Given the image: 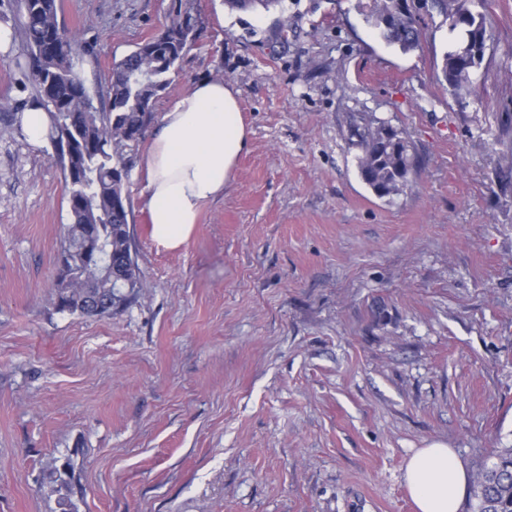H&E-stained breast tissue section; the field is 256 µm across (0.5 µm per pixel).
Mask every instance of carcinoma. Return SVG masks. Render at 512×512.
Masks as SVG:
<instances>
[{
	"instance_id": "1",
	"label": "carcinoma",
	"mask_w": 512,
	"mask_h": 512,
	"mask_svg": "<svg viewBox=\"0 0 512 512\" xmlns=\"http://www.w3.org/2000/svg\"><path fill=\"white\" fill-rule=\"evenodd\" d=\"M281 0H224L232 10H268ZM397 0H367L358 8L388 45L406 53L420 45L424 19L421 12H437L448 24L450 41L441 74L458 105L475 89L477 78L468 58L476 45L494 33L482 11L484 0H418V5L397 18ZM15 35L28 52V72L35 85L34 104L49 118L53 144L68 187L71 223L58 252L56 300L61 311L110 316L107 305L113 288L107 266L88 258L82 241L96 234L104 255L131 283L125 304L136 299L141 287L138 263L129 231L131 206L124 191L127 162L123 148L142 139L151 120L150 106L158 92L172 83V74L184 52L196 40L197 19L190 0H171L168 21L135 50L113 63L108 80V105H96L98 97L73 68L75 56H92L82 34L67 29L59 20L58 0H15ZM348 142L356 148L358 172L380 198L397 195L411 183L418 161L412 142L403 132L383 122L352 118ZM73 478L66 461L48 473L57 486L58 512H74L70 497ZM474 496V512H512V448H505L496 462L480 472Z\"/></svg>"
}]
</instances>
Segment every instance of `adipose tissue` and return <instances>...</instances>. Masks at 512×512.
Instances as JSON below:
<instances>
[{"instance_id": "1", "label": "adipose tissue", "mask_w": 512, "mask_h": 512, "mask_svg": "<svg viewBox=\"0 0 512 512\" xmlns=\"http://www.w3.org/2000/svg\"><path fill=\"white\" fill-rule=\"evenodd\" d=\"M249 134L237 93L205 79L173 101L153 136L144 167L151 236L166 249L190 237L201 206L223 195ZM416 512H458L468 473L453 449H418L404 467Z\"/></svg>"}]
</instances>
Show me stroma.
<instances>
[{
  "instance_id": "stroma-1",
  "label": "stroma",
  "mask_w": 512,
  "mask_h": 512,
  "mask_svg": "<svg viewBox=\"0 0 512 512\" xmlns=\"http://www.w3.org/2000/svg\"><path fill=\"white\" fill-rule=\"evenodd\" d=\"M169 2L59 0L89 87L106 93ZM192 2L196 42L149 128L219 79L248 145L175 250L150 233V141L125 148L142 289L111 316L56 307L67 187L17 127L26 49L0 52V512H57L47 474L67 461L76 512H415L416 449L452 448L474 478L512 446V0H486L495 37L464 108L438 80L440 17L404 53L357 0ZM355 114L413 143L403 192L360 179Z\"/></svg>"
}]
</instances>
